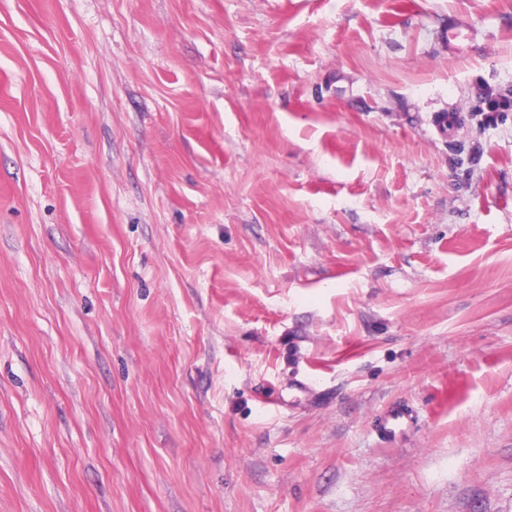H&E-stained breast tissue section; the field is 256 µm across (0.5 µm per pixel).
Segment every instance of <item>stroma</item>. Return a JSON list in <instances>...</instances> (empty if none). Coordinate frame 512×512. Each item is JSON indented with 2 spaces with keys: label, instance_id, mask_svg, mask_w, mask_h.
I'll return each instance as SVG.
<instances>
[{
  "label": "stroma",
  "instance_id": "obj_1",
  "mask_svg": "<svg viewBox=\"0 0 512 512\" xmlns=\"http://www.w3.org/2000/svg\"><path fill=\"white\" fill-rule=\"evenodd\" d=\"M490 93L512 0H0V512H512ZM410 424V417L401 406H393L378 420V427L390 435L404 431Z\"/></svg>",
  "mask_w": 512,
  "mask_h": 512
}]
</instances>
